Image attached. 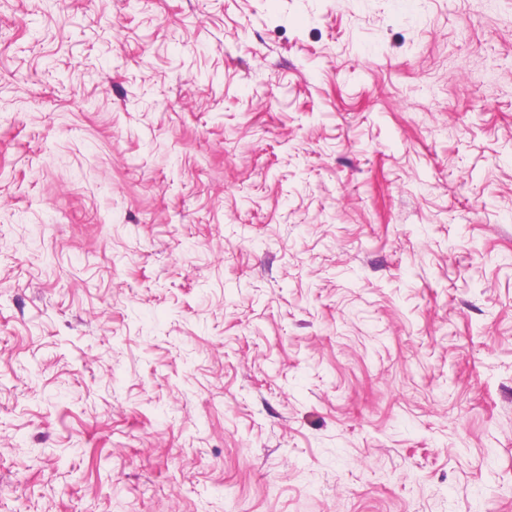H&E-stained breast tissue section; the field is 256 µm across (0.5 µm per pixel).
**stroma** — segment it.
Listing matches in <instances>:
<instances>
[{
  "label": "stroma",
  "instance_id": "35a3bbf8",
  "mask_svg": "<svg viewBox=\"0 0 512 512\" xmlns=\"http://www.w3.org/2000/svg\"><path fill=\"white\" fill-rule=\"evenodd\" d=\"M0 512H512V0H0Z\"/></svg>",
  "mask_w": 512,
  "mask_h": 512
}]
</instances>
